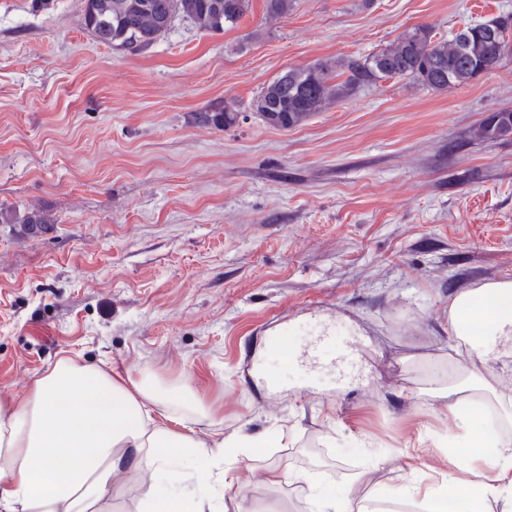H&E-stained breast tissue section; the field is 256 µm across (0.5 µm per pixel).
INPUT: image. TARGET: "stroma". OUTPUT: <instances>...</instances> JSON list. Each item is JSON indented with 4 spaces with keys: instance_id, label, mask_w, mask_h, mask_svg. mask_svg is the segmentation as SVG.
<instances>
[{
    "instance_id": "35a3bbf8",
    "label": "stroma",
    "mask_w": 512,
    "mask_h": 512,
    "mask_svg": "<svg viewBox=\"0 0 512 512\" xmlns=\"http://www.w3.org/2000/svg\"><path fill=\"white\" fill-rule=\"evenodd\" d=\"M512 0H253L220 33L185 21L128 52L87 32L82 0H0V389L25 398L63 355L157 377L195 434H247L217 512H306V489L374 507L444 486L448 437L502 434L496 405L458 429L433 397L458 358L448 300L512 278V137L471 140L512 108V59L469 85L369 84L281 131L250 111L288 69L363 57L419 24L439 37ZM231 103L235 127L196 124ZM286 331L287 348L269 342ZM330 334L347 381L302 362ZM418 498L403 512H421ZM0 224H24L27 233L50 230L55 220L45 211L27 209L21 213L16 208L0 207ZM270 481L273 484L288 483L299 484L305 483L308 485L309 494L307 495L308 512H350L347 505L338 506L336 499L330 497L325 493L322 488L315 482H313L308 476L287 471L281 468H273L270 473Z\"/></svg>"
}]
</instances>
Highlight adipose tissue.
<instances>
[{
    "instance_id": "adipose-tissue-1",
    "label": "adipose tissue",
    "mask_w": 512,
    "mask_h": 512,
    "mask_svg": "<svg viewBox=\"0 0 512 512\" xmlns=\"http://www.w3.org/2000/svg\"><path fill=\"white\" fill-rule=\"evenodd\" d=\"M448 334L465 340L467 377L435 388L449 417L467 428L476 405L512 390L483 373L493 358V337L512 335V278L500 277L459 292L448 302ZM172 416L167 390L133 381L72 357L60 358L40 375L25 398L0 391V512H105L113 489L133 472L153 484L139 512H215L214 490L225 484L224 451L249 448L233 436L205 443L165 426ZM495 468L460 479L423 500L426 512H512L502 500L512 476V442L484 439Z\"/></svg>"
}]
</instances>
